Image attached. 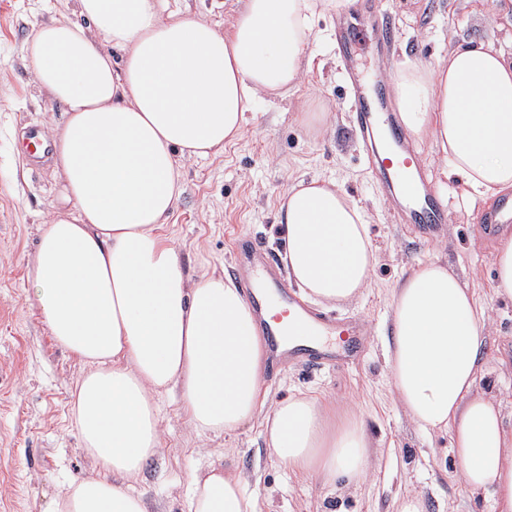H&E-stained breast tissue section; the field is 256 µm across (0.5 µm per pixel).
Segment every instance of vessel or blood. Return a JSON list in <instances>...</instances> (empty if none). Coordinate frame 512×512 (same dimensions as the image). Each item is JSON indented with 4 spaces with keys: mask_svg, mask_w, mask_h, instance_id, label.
I'll list each match as a JSON object with an SVG mask.
<instances>
[{
    "mask_svg": "<svg viewBox=\"0 0 512 512\" xmlns=\"http://www.w3.org/2000/svg\"><path fill=\"white\" fill-rule=\"evenodd\" d=\"M351 108L366 145L382 139L384 149L377 157L376 169L382 187L389 195L401 194L412 199L413 207L407 221L423 233L447 223L448 209L444 202L424 189V167L414 150L404 143L400 123L394 114L383 111L377 92L361 79L351 81ZM487 233L512 224V199L504 200L490 213L479 218ZM241 288L250 301H271L288 309V333L302 337V344L288 350L290 362L306 368L343 363L368 339L366 325L360 320L335 318L305 305L290 294L256 246L244 248L233 269Z\"/></svg>",
    "mask_w": 512,
    "mask_h": 512,
    "instance_id": "vessel-or-blood-1",
    "label": "vessel or blood"
}]
</instances>
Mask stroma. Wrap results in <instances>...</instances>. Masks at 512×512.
Wrapping results in <instances>:
<instances>
[{"mask_svg":"<svg viewBox=\"0 0 512 512\" xmlns=\"http://www.w3.org/2000/svg\"><path fill=\"white\" fill-rule=\"evenodd\" d=\"M509 5L512 0H384L397 42L382 59L370 20L353 12L347 25L361 38L354 65L366 79L388 84L405 60L431 67L460 45L485 42L510 52ZM69 12L68 0H0V512H41L63 482L96 472L71 418V390L84 366L55 344L28 300V267L56 180L50 164L24 156L21 136L31 126L49 132L63 114L35 83L26 44L38 25ZM336 19L314 17V61L295 91L260 102L243 135L222 153L184 161L185 191L167 232L185 271L197 278L230 267L242 243L261 242L282 261L278 210L295 180L336 178L366 211L376 249L371 284L357 300L327 311L362 319L367 348L351 365L268 366L265 392L270 405L302 393L363 416L370 470L359 483L333 487L290 472L268 449L258 417L224 437L200 439L173 390L158 399L161 448L136 484L152 512H182L190 476L212 463L249 483L260 512H398L413 496L423 512L491 510L485 496L472 495L460 480L449 433L424 431L395 399L385 359L393 287L418 263L447 261L489 307L478 386L512 423V301L493 293L495 239L478 223L485 205L466 198L460 177L444 175L431 143H418L414 150L451 220L429 236L399 222L353 124Z\"/></svg>","mask_w":512,"mask_h":512,"instance_id":"35a3bbf8","label":"stroma"}]
</instances>
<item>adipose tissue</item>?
<instances>
[{
	"mask_svg": "<svg viewBox=\"0 0 512 512\" xmlns=\"http://www.w3.org/2000/svg\"><path fill=\"white\" fill-rule=\"evenodd\" d=\"M354 0H244L230 28L170 0H75L81 23L34 29L26 52L38 87L61 104L52 128L60 178L29 267L31 304L54 341L85 366L72 418L98 473L72 481L43 512H149L132 488L158 452V394L179 388L199 434L250 421L268 350L241 288L214 271L186 274L165 233L183 193L181 162L217 154L260 97L299 83L316 12ZM405 130L432 139L472 200L512 192V55L480 44L435 68L393 77ZM279 231L289 282L311 301L344 303L375 263L366 214L333 180L291 185ZM391 391L421 428L447 430L458 474L492 512H512V428L476 390L488 315L447 266L431 260L392 290ZM268 448L293 473L355 482L369 468L361 416L308 395L272 405ZM183 512H258L238 475H192Z\"/></svg>",
	"mask_w": 512,
	"mask_h": 512,
	"instance_id": "obj_1",
	"label": "adipose tissue"
}]
</instances>
